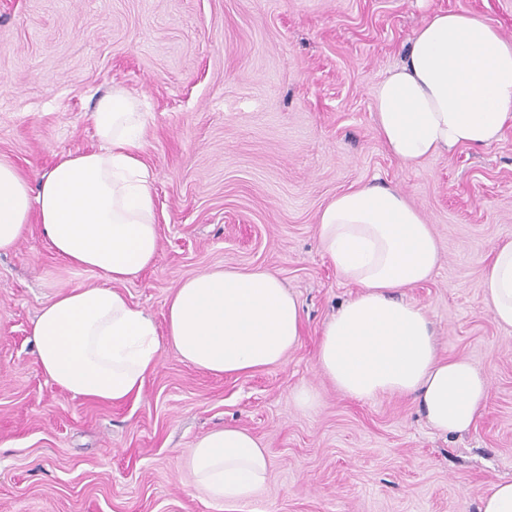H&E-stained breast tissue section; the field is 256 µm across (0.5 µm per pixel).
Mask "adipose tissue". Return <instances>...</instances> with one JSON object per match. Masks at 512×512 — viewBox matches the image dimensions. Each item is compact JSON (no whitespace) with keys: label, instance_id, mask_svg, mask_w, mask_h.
Returning <instances> with one entry per match:
<instances>
[{"label":"adipose tissue","instance_id":"obj_1","mask_svg":"<svg viewBox=\"0 0 512 512\" xmlns=\"http://www.w3.org/2000/svg\"><path fill=\"white\" fill-rule=\"evenodd\" d=\"M374 111L387 150L409 168L490 146L512 123V41L475 14H431L377 86ZM92 121L101 148L62 159L37 181L0 159V254L35 222L53 253L106 280L55 292L41 307L31 336L44 375L73 395L119 405L139 398L165 344L213 375L282 364L304 334L301 304L267 270L189 277L168 301L162 332L130 303L122 284L154 264L159 246L141 159L146 119L112 90ZM317 233L337 274L357 287L323 326L319 370L348 397L399 396L436 432L468 431L485 410L488 378L466 359L440 356L426 309L401 294L439 265L432 226L399 193L362 185L323 209ZM483 282L493 318L512 327V240L495 248ZM183 463L225 504L256 498L270 470L267 449L235 426L198 438Z\"/></svg>","mask_w":512,"mask_h":512}]
</instances>
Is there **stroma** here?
I'll return each instance as SVG.
<instances>
[{
	"label": "stroma",
	"mask_w": 512,
	"mask_h": 512,
	"mask_svg": "<svg viewBox=\"0 0 512 512\" xmlns=\"http://www.w3.org/2000/svg\"><path fill=\"white\" fill-rule=\"evenodd\" d=\"M473 12L512 41V0H0V159L30 178L99 149L90 119L122 89L146 112L143 160L160 236L124 285L164 326L169 298L205 269L260 267L303 304L284 364L213 376L162 347L139 400L72 395L41 371L30 329L56 291L102 284L48 248L38 224L0 254V512H479L512 480V328L484 301L483 269L512 240V127L407 168L377 133V85L436 10ZM400 192L440 245L406 289L441 354L488 375L462 434L429 431L396 397L356 400L317 366L324 323L356 289L324 256L319 215L349 187ZM319 400L297 407L293 391ZM234 425L267 448L251 502L210 501L182 465Z\"/></svg>",
	"instance_id": "obj_1"
}]
</instances>
